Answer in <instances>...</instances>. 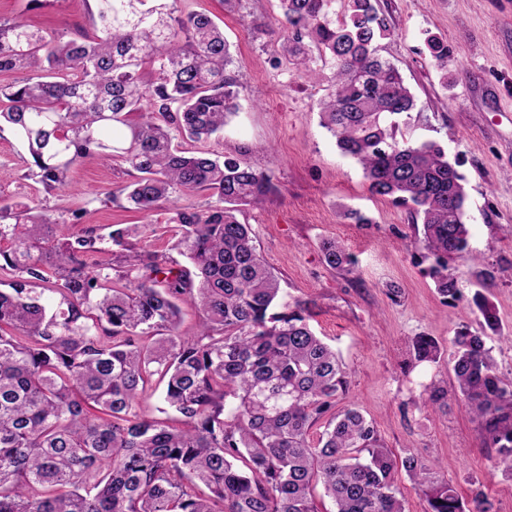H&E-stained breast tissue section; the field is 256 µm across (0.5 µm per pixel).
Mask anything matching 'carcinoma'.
<instances>
[{"mask_svg": "<svg viewBox=\"0 0 512 512\" xmlns=\"http://www.w3.org/2000/svg\"><path fill=\"white\" fill-rule=\"evenodd\" d=\"M376 0H280L283 51L299 71L334 70L320 103L322 125L362 168L368 191L406 208L413 244L431 260L443 300L459 293L451 263L477 258L465 223L464 176L432 141L397 137L396 117L415 99L380 56L387 26ZM176 0H97L94 37L66 41L21 21H0V130L27 147V177L47 192L71 189L83 159L121 158L138 173L109 198L131 209L174 207L175 248L142 255L130 239L144 224H114L108 237L68 233L64 221L0 205V512H318L321 485L335 512H403L395 476L421 489L426 512H493L468 505L418 456H397L352 404L336 351L317 336L309 303L278 304L280 283L239 221L245 206L274 193L270 174L235 156L184 143L222 132L238 104L224 31L204 13L176 14ZM158 73L145 87L140 70ZM139 113V121L129 115ZM208 191L205 210L179 199ZM326 266L350 274L355 261L327 238ZM98 253L95 268L85 257ZM476 273L480 330L451 339L466 411L499 463L512 469V379L487 346L501 334ZM199 331H180L183 307ZM415 360L435 362L434 338L412 339ZM163 385V417L143 402Z\"/></svg>", "mask_w": 512, "mask_h": 512, "instance_id": "1", "label": "carcinoma"}]
</instances>
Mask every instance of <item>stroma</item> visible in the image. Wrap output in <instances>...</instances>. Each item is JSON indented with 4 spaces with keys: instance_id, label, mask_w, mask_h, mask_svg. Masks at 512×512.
<instances>
[{
    "instance_id": "1",
    "label": "stroma",
    "mask_w": 512,
    "mask_h": 512,
    "mask_svg": "<svg viewBox=\"0 0 512 512\" xmlns=\"http://www.w3.org/2000/svg\"><path fill=\"white\" fill-rule=\"evenodd\" d=\"M177 8L208 13L224 29L239 110L204 147L272 175L276 194L245 208L239 219L254 230L284 301L310 302L312 327L345 364L347 401L374 422L387 448L419 455L464 500L481 492L497 512H512V475L496 467L495 449L462 406L449 354L435 362L409 355L416 335L445 346L461 323L478 327L475 263L453 262L460 294L443 303L428 261L409 245L414 230L407 209L371 196L360 165L341 154L321 124L319 103L331 90L332 69L303 78L285 58L279 0H244L239 10L222 0H178ZM378 9L389 29L379 53L398 68L416 103L398 118L401 134L436 141L465 178L470 245L495 269L488 296L505 334L492 341L491 355L498 372L512 373V0H379ZM95 12V0H0V20L67 39L93 35ZM434 39L450 51L447 66L432 55ZM29 160L19 140L0 131V199L39 200L51 218L75 220L79 232L150 225L138 250L184 265L173 248L168 207L144 215L129 210L125 199L108 201L109 191L137 177L121 159L89 158L75 167V197L45 192L27 179ZM356 210L368 223H356ZM325 238L349 248L353 273L325 265L319 251ZM391 284L401 290L398 300L387 294ZM433 383L447 388L445 403L428 401L425 389Z\"/></svg>"
}]
</instances>
